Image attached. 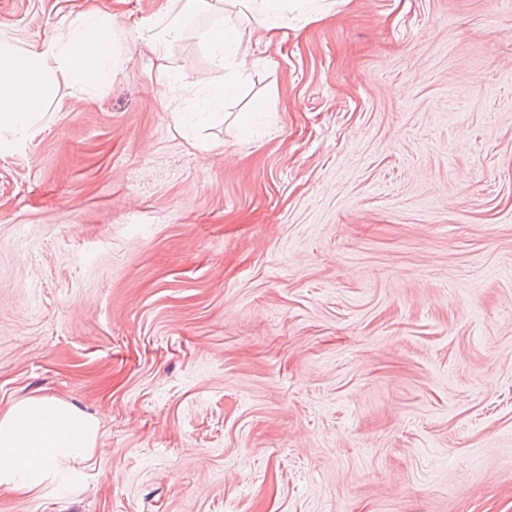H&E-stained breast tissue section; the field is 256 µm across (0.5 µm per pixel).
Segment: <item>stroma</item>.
<instances>
[{
  "instance_id": "35a3bbf8",
  "label": "stroma",
  "mask_w": 512,
  "mask_h": 512,
  "mask_svg": "<svg viewBox=\"0 0 512 512\" xmlns=\"http://www.w3.org/2000/svg\"><path fill=\"white\" fill-rule=\"evenodd\" d=\"M96 2L123 63L0 145V409L97 445L0 512H512V0H349L227 100L138 39L167 0Z\"/></svg>"
}]
</instances>
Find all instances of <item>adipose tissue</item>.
Masks as SVG:
<instances>
[{
  "label": "adipose tissue",
  "mask_w": 512,
  "mask_h": 512,
  "mask_svg": "<svg viewBox=\"0 0 512 512\" xmlns=\"http://www.w3.org/2000/svg\"><path fill=\"white\" fill-rule=\"evenodd\" d=\"M345 0H185L187 13L226 17L223 28L197 36L224 71L231 92L251 50L269 46L333 13ZM123 29L111 14L90 8L58 29L39 50L0 39V143L31 131L66 90L107 78L122 59ZM98 425L76 407L35 396L0 409V491L25 492L68 462L90 459Z\"/></svg>",
  "instance_id": "obj_1"
}]
</instances>
